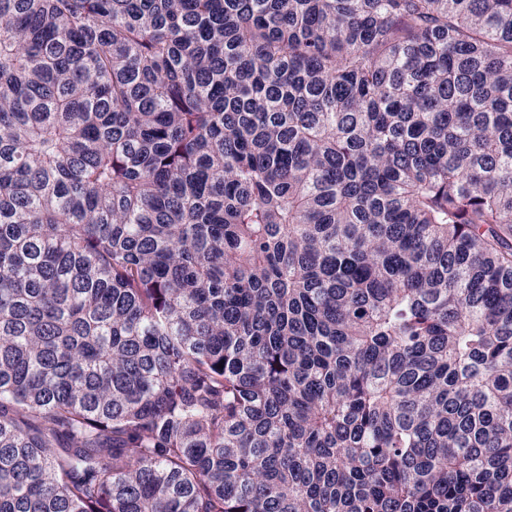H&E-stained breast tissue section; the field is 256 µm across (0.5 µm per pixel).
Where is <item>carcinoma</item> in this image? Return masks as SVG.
<instances>
[{"label": "carcinoma", "instance_id": "obj_1", "mask_svg": "<svg viewBox=\"0 0 512 512\" xmlns=\"http://www.w3.org/2000/svg\"><path fill=\"white\" fill-rule=\"evenodd\" d=\"M0 512H512V0H0Z\"/></svg>", "mask_w": 512, "mask_h": 512}]
</instances>
